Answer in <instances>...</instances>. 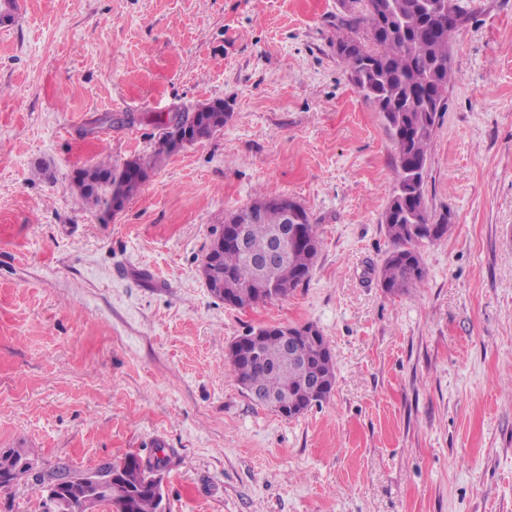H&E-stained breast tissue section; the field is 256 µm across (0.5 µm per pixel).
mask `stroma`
Segmentation results:
<instances>
[{
    "label": "stroma",
    "mask_w": 512,
    "mask_h": 512,
    "mask_svg": "<svg viewBox=\"0 0 512 512\" xmlns=\"http://www.w3.org/2000/svg\"><path fill=\"white\" fill-rule=\"evenodd\" d=\"M424 194L450 234L382 288L396 184L379 112L336 54L340 0H15L0 23V451L84 475L164 448L168 512H512V0H461ZM209 139L117 213L75 173L151 154L174 109ZM134 113L94 136L98 115ZM309 212L306 282L238 308L201 266L259 190ZM313 324L329 398L288 419L224 365L264 325ZM194 109L196 112H201V116L205 114L198 127V139L195 141L208 139L221 131L230 117L228 112H224V103L220 101L198 102Z\"/></svg>",
    "instance_id": "1"
}]
</instances>
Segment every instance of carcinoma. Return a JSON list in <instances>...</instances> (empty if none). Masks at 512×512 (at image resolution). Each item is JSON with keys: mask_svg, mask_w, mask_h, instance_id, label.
I'll return each instance as SVG.
<instances>
[{"mask_svg": "<svg viewBox=\"0 0 512 512\" xmlns=\"http://www.w3.org/2000/svg\"><path fill=\"white\" fill-rule=\"evenodd\" d=\"M362 5L336 19V53L363 98L372 103L386 123L396 153L397 184L384 213L386 234L392 250L378 271L382 287L394 295L407 294L425 276L418 245L448 233L443 217L432 221L424 199V174L428 151L435 133L437 107L445 105L442 93L454 78L450 44L458 27L448 28L441 14L448 0H350ZM366 29L367 41L358 37ZM203 114L198 139L221 131L230 114L220 101L194 106ZM178 131L169 127L158 139L154 152L121 165L100 160L82 170L76 179L81 204L103 205L112 213L122 210L141 189L148 170L177 150ZM284 195L259 191L254 199L230 213L238 219L252 252L263 251L283 227L281 201ZM296 207L298 241L290 245L287 267L260 271L239 248L227 245L218 251L210 246L202 275L216 296L236 307L252 306L286 297L310 275L319 252L316 224L299 203ZM239 350L227 356L235 380L257 405L274 411H292L299 405L308 410L325 400L335 381L332 350L321 331L309 332L290 343L283 327H259L235 341ZM321 379L323 389L312 392L310 372ZM167 456L144 461L128 456L119 463L106 462L92 470L96 482L87 489L97 504L115 512H160L153 473L162 470ZM30 477L47 489L54 479H63L76 493L70 512H85L81 500L82 478L65 463L42 472L25 448L0 452V490Z\"/></svg>", "mask_w": 512, "mask_h": 512, "instance_id": "cac0c4a2", "label": "carcinoma"}]
</instances>
